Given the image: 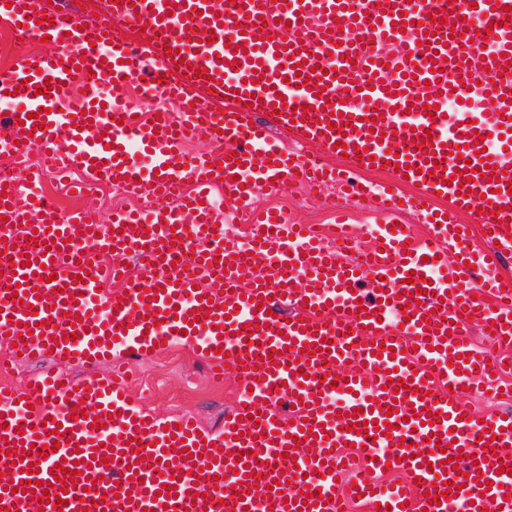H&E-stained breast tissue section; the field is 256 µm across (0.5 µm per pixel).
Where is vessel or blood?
Segmentation results:
<instances>
[{"label":"vessel or blood","mask_w":512,"mask_h":512,"mask_svg":"<svg viewBox=\"0 0 512 512\" xmlns=\"http://www.w3.org/2000/svg\"><path fill=\"white\" fill-rule=\"evenodd\" d=\"M452 12L453 28L433 20ZM0 19L10 23L17 44L49 41L48 51L20 56L0 73V125L10 131L0 139L10 158L0 166L6 188L0 336L26 358L50 352L85 361L111 357L118 347L126 352L111 376L82 389L46 372L23 391L0 390V473L11 472L17 483L31 463L40 468L29 493L8 491L0 480V507L25 512L27 503L42 499L44 512H299L296 499L309 486L329 499L310 512H341L350 500L367 512L386 504L391 512H478L488 502L512 512V414L467 421L453 399L488 384L512 362V286H502L486 255H473L440 214L423 249L411 247L403 229L386 225L371 249H357L345 228L333 249L280 211L258 221L261 240L243 244L225 234L212 200L220 187L246 211L259 184L297 181L314 190L344 186L350 199L370 196L369 187L347 182L341 171L283 151L274 133L284 124L309 134L328 155L340 145L351 158L365 148L380 165L397 155L411 158L407 180L421 192L403 205L395 187L385 188L390 211L417 210L441 194L456 208H482L479 220L492 241H512L511 168L464 188L443 184L434 170L439 161L451 175L469 163L480 166V149L499 167L512 159V0H105L99 19L87 26L45 0H0ZM119 21L146 24L140 43L112 38ZM488 29L495 38L486 59ZM430 32L440 37L437 47L426 44ZM388 44L399 58L389 59ZM237 46L244 55L234 54ZM478 60L488 71L476 77ZM147 64L152 79L142 98L178 106L157 119L135 118L122 97L127 78ZM316 65L336 71L322 76L321 96L297 84ZM49 77L80 79L86 89L80 104L67 106L62 90L36 93ZM105 77L113 82L108 94L100 90ZM498 78L504 85L497 89ZM202 88L229 97L233 113L203 102ZM426 89L436 112L421 102ZM248 93L257 96L250 106L242 103ZM42 108L48 126L36 132L31 115ZM371 116L376 126H369ZM424 128L432 131V146L421 151L416 141ZM200 135L232 146L246 163H222L209 151L185 156L183 143ZM50 171L80 173L78 192L115 181L134 194H155L160 205L145 215L115 211L105 218L91 206L63 212L48 196L23 194L24 185ZM447 239L460 268L440 256ZM24 250L31 265L22 263ZM107 252L116 259L109 267L100 259ZM139 256L150 263V279L125 271L123 258ZM260 262L265 278L243 281V272ZM410 271L432 283L415 301V287L405 281ZM477 272L480 289L471 285ZM109 276L119 277L121 287L107 296L100 288ZM17 291L23 301L14 300ZM385 292L392 302H381ZM213 306L218 312L211 318ZM360 307L367 314L361 321ZM403 310L408 321L395 323ZM489 326L498 349L491 358L470 336ZM320 338L329 340L328 350L316 351ZM162 340L190 343L210 368L235 370L242 392L219 434L200 433L189 419L150 418L130 398L125 367ZM265 342L274 355L264 360ZM464 354L469 361L459 374L453 365ZM391 370L406 390L388 389ZM329 372L353 382L337 404L322 380ZM392 403L397 413L386 414ZM424 407L441 413V421L421 424ZM354 424L363 433L351 432ZM306 428L313 438L301 439ZM488 428L495 439L484 438ZM293 440L297 464L286 468L281 455ZM436 440L447 452L432 451ZM18 441L33 451L15 467L7 452ZM344 442L354 446L347 458L339 449ZM496 458L504 473L493 466ZM394 460L408 485L372 482ZM58 463L66 468L59 479L51 473ZM73 467L79 479L71 478ZM70 480L75 488L65 489ZM276 481L285 493H268ZM446 481L454 483L452 493L437 502L426 497L429 483Z\"/></svg>","instance_id":"obj_1"}]
</instances>
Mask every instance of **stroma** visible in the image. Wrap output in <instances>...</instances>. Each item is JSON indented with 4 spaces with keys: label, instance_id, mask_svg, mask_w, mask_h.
I'll use <instances>...</instances> for the list:
<instances>
[{
    "label": "stroma",
    "instance_id": "1",
    "mask_svg": "<svg viewBox=\"0 0 512 512\" xmlns=\"http://www.w3.org/2000/svg\"><path fill=\"white\" fill-rule=\"evenodd\" d=\"M286 204L293 220L299 224L332 225L338 214H345L348 224L359 237H372L385 214L376 210L370 201L348 202L335 187L315 193L306 188L284 185L258 190L256 210ZM121 351H113L111 360L83 363L73 359H50L37 356L12 370L7 382L22 386L28 379L45 371L67 375L81 381L109 373L112 364L121 360ZM129 387L134 398L150 409L159 420L177 416L195 418L211 433L224 426V414L238 400L240 389L233 375L215 381L208 372L206 360L191 344L178 341L168 350L152 354L138 363Z\"/></svg>",
    "mask_w": 512,
    "mask_h": 512
}]
</instances>
